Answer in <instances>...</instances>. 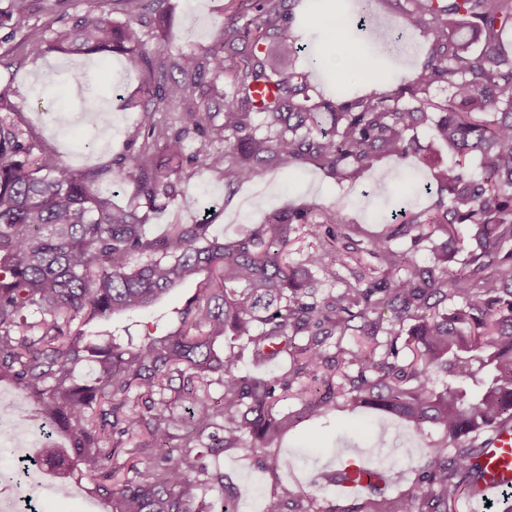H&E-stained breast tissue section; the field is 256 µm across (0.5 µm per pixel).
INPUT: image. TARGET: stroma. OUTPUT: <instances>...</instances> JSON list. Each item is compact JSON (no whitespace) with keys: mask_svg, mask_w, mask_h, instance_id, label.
Instances as JSON below:
<instances>
[{"mask_svg":"<svg viewBox=\"0 0 512 512\" xmlns=\"http://www.w3.org/2000/svg\"><path fill=\"white\" fill-rule=\"evenodd\" d=\"M227 3L163 0L161 9L170 21V53L200 52L212 45L224 25ZM102 10L111 12L115 21L125 19L112 0H35V9L17 37L0 34V90H9L38 143L79 170L113 165L128 150L136 137L139 104L150 78L142 71L125 70L124 57L115 53L63 57L48 51L34 56L23 51L20 41L51 37L53 31L71 27L86 13ZM326 18L323 12L298 17V33L307 51L318 53L330 46L341 54L354 41L370 39L372 34H384L389 28L404 30L405 39L389 56L390 70L402 76L410 75L424 59L430 41L428 33L410 26L395 0H372L363 24L348 26L341 39L326 26ZM79 68L94 74L90 89L68 84L69 74ZM104 104L113 107L108 125L91 116ZM398 172V166L386 160L364 178L340 183L314 165L304 164L271 171L230 194L216 173L184 171L179 175L183 196L156 213L152 222L160 231L168 224H189L209 216L214 233L232 239L287 204L316 202L336 207L349 221L376 231L397 201L412 208L429 203L416 190L417 184L427 180V172L416 173L414 186L401 192L396 189ZM196 293L195 284L190 283L149 312L86 325L76 321L72 327L103 341L112 335L137 341L144 324L151 323L162 336L174 329L181 309ZM281 407L299 417L284 438L255 455L227 450L219 457L221 469L238 491L235 512H263L266 500L285 487L323 506L342 502L335 486L316 479L332 464L338 449H363L378 443L385 454L376 459L377 467L401 469L412 476L425 464L429 446L439 438L434 430L416 431L407 422L378 411L309 416L303 399L296 397L283 401ZM93 479V473L77 461L65 473L44 471L43 485L34 492V512H112L111 504L96 494Z\"/></svg>","mask_w":512,"mask_h":512,"instance_id":"obj_1","label":"stroma"}]
</instances>
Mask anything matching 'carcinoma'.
<instances>
[{"instance_id":"cac0c4a2","label":"carcinoma","mask_w":512,"mask_h":512,"mask_svg":"<svg viewBox=\"0 0 512 512\" xmlns=\"http://www.w3.org/2000/svg\"><path fill=\"white\" fill-rule=\"evenodd\" d=\"M113 2L129 22L89 13L50 49L121 53L158 79L153 101L179 107L162 123L157 107L143 105L142 142L118 168L73 170L21 127L0 91V378L69 440L67 448L47 441L38 465L80 458L112 512H214L206 490L226 488L224 473L209 472L191 449L261 452L296 420L278 403L322 372L324 388L305 397L308 414L326 415L341 398L352 411L436 428L442 439L395 497L370 492L324 508L285 489L265 512H457L461 494L483 479L482 434L512 422V56L500 42L512 28V0H403L410 24L431 35L423 63L397 83L376 69L366 90L344 79L334 100L311 97L307 71L273 68L261 49L274 38L288 57L301 51L281 24L301 0H229L217 43L177 56L160 35L162 0ZM32 10L33 0H9L0 28L15 35ZM207 75L228 77L232 92L213 94ZM260 85L274 87L262 106ZM435 86L448 98L431 99ZM422 128L456 160L423 186L431 203L392 214L378 233L315 204L274 211L232 240L205 220L160 234L149 224L182 195L173 171L211 170L231 189L309 163L355 181L387 158L430 166L416 137ZM105 178L131 186L126 204L97 188ZM298 233L311 243L293 258ZM421 251L429 261L416 260ZM197 277L200 294L171 334L147 328L137 344L113 337L97 346L71 332L77 318L149 309ZM335 336H357L359 348L331 354ZM245 354L287 370L243 374ZM82 361L94 370L91 385L72 379ZM169 393L183 413L156 410ZM133 440L153 451L151 463L129 457L116 481L114 461Z\"/></svg>"}]
</instances>
